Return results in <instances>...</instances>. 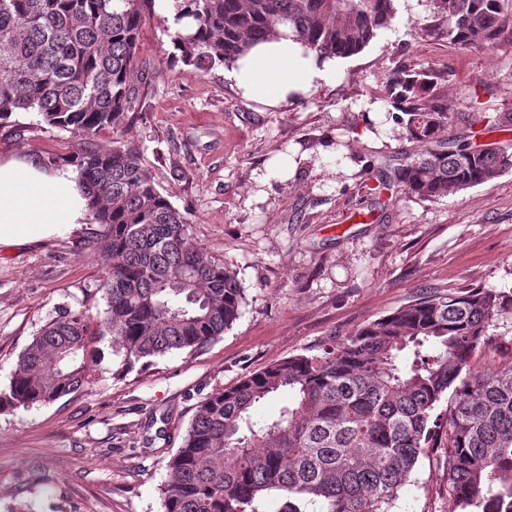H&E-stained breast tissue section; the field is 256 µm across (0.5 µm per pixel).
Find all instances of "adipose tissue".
<instances>
[{
	"instance_id": "1",
	"label": "adipose tissue",
	"mask_w": 512,
	"mask_h": 512,
	"mask_svg": "<svg viewBox=\"0 0 512 512\" xmlns=\"http://www.w3.org/2000/svg\"><path fill=\"white\" fill-rule=\"evenodd\" d=\"M335 75V61L318 62L314 52L285 37L253 47L231 71L246 98L270 107L307 95ZM88 217L78 171L50 174L32 160H0V245L58 234Z\"/></svg>"
}]
</instances>
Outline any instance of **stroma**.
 I'll return each mask as SVG.
<instances>
[{
    "label": "stroma",
    "instance_id": "35a3bbf8",
    "mask_svg": "<svg viewBox=\"0 0 512 512\" xmlns=\"http://www.w3.org/2000/svg\"><path fill=\"white\" fill-rule=\"evenodd\" d=\"M424 0H398L393 24L336 61V78L269 108L243 97L226 69L172 61L161 19L143 26L141 67L159 70L123 124L95 148L135 143L157 189L191 222L194 241L238 272L247 303L224 336L194 356L157 357L114 378L111 357L88 393L0 411V512H162L166 463L199 401L246 373L315 354L422 293L512 289V172L440 200L399 187L375 194L412 145L387 120L385 84L400 67L449 71L452 134L477 146L512 142V39L468 52L418 36ZM477 99L493 128L472 123ZM68 131L38 113L0 126V158L48 165L70 155ZM285 179L260 184L265 167ZM80 224L23 246H0V389L39 327L65 309L103 316L105 260ZM475 373L512 361V318L494 323ZM392 512H448L441 451L429 449Z\"/></svg>",
    "mask_w": 512,
    "mask_h": 512
}]
</instances>
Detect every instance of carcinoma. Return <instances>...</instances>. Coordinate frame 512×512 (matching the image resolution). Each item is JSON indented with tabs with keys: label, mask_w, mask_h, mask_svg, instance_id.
Returning <instances> with one entry per match:
<instances>
[{
	"label": "carcinoma",
	"mask_w": 512,
	"mask_h": 512,
	"mask_svg": "<svg viewBox=\"0 0 512 512\" xmlns=\"http://www.w3.org/2000/svg\"><path fill=\"white\" fill-rule=\"evenodd\" d=\"M174 45L185 65L231 68L249 47L282 35L321 60L347 58L395 20L397 0H173ZM421 34L461 51L512 36V0H426ZM156 0H0V125L37 112L69 131L74 164L108 258L103 319L69 310L18 355L0 409L51 404L92 390L108 342L120 377L137 364L193 356L240 317L238 273L193 241L185 213L143 168L139 148L91 138L126 119L139 86V31ZM447 73L403 68L387 81L391 119L416 145L383 181L439 200L512 170V144L477 150L449 130ZM512 317L495 288L424 294L316 355L299 354L206 395L167 463L163 512H391L430 448H444L449 512H512V364L482 376L471 360L488 327ZM284 394L278 415L255 418ZM444 413H436L442 399Z\"/></svg>",
	"instance_id": "1"
}]
</instances>
